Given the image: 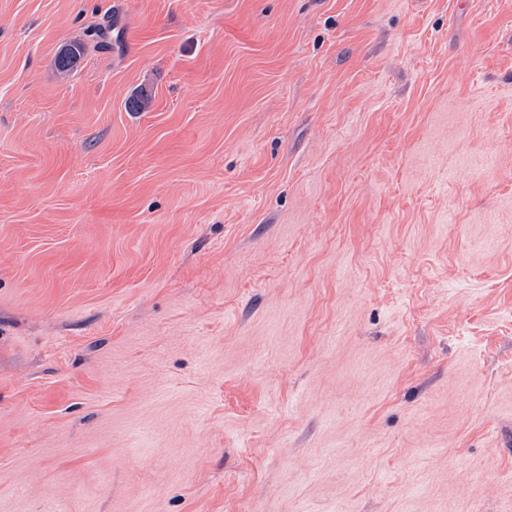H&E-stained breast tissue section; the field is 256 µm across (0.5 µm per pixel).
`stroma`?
I'll list each match as a JSON object with an SVG mask.
<instances>
[{
  "label": "stroma",
  "mask_w": 512,
  "mask_h": 512,
  "mask_svg": "<svg viewBox=\"0 0 512 512\" xmlns=\"http://www.w3.org/2000/svg\"><path fill=\"white\" fill-rule=\"evenodd\" d=\"M0 512H512V0H0Z\"/></svg>",
  "instance_id": "1"
}]
</instances>
